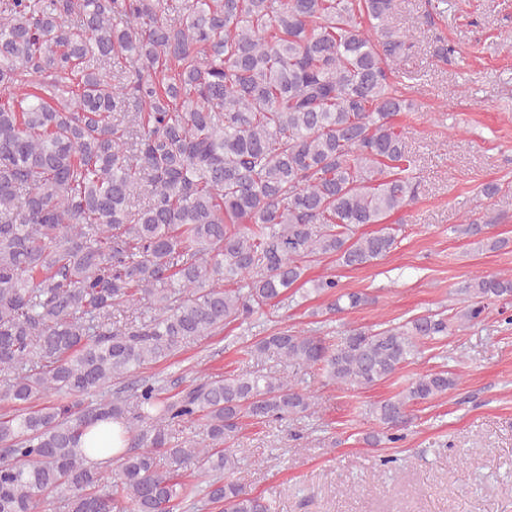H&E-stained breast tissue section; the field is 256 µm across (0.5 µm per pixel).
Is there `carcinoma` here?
Instances as JSON below:
<instances>
[{"label": "carcinoma", "instance_id": "carcinoma-1", "mask_svg": "<svg viewBox=\"0 0 512 512\" xmlns=\"http://www.w3.org/2000/svg\"><path fill=\"white\" fill-rule=\"evenodd\" d=\"M394 0H0V512H277L233 479L246 421L312 415L284 377L230 373L166 396L116 384L204 336L295 300L325 314L369 303L324 258L372 266L417 197L397 117L410 30ZM143 204L135 203L140 196ZM375 225L371 232L359 228ZM484 224L461 234L494 250ZM453 316L318 331L274 329L243 349L374 386L458 326L512 301V274L478 276ZM428 371L378 402L371 447L405 438L408 408L455 388ZM50 395L56 401L40 408ZM119 420L109 486L82 437ZM202 437L173 441V427ZM203 477L205 488L188 480Z\"/></svg>", "mask_w": 512, "mask_h": 512}]
</instances>
